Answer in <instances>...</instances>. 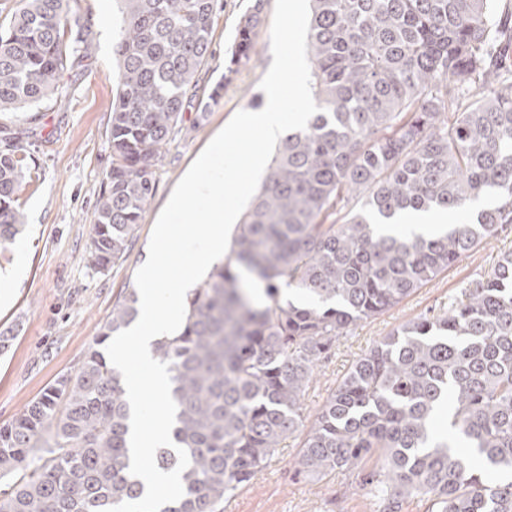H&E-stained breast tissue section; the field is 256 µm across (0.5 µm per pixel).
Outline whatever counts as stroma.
Returning a JSON list of instances; mask_svg holds the SVG:
<instances>
[{
    "label": "stroma",
    "mask_w": 512,
    "mask_h": 512,
    "mask_svg": "<svg viewBox=\"0 0 512 512\" xmlns=\"http://www.w3.org/2000/svg\"><path fill=\"white\" fill-rule=\"evenodd\" d=\"M223 3L212 34L213 55L199 75V87L206 91L223 82L224 96L205 121H197L195 108L185 109L180 133L152 169L156 193L132 244L108 269L97 271L89 264L95 205L111 161L108 133L117 71L114 21L100 16L98 0L74 2L91 21L94 47L88 59L64 73L62 98L8 124L7 134L23 140L33 180L20 194L24 230L14 243L0 247V290L9 291L0 302V330L11 328L17 335L0 355V423L17 416L59 375L78 371L113 305L135 291V274L147 259L154 224L175 185L236 112L263 105L259 83L273 60L268 21L275 0H264L266 24L257 36L256 57L228 82L222 79L224 65L253 0ZM510 252L512 226L482 240L387 312L351 327L306 390L305 419H314L331 390L376 341L417 317L446 312L463 288ZM298 443V437H289L248 485L225 500L224 512H375L351 472L320 479L295 475Z\"/></svg>",
    "instance_id": "1"
}]
</instances>
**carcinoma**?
Masks as SVG:
<instances>
[{"mask_svg":"<svg viewBox=\"0 0 512 512\" xmlns=\"http://www.w3.org/2000/svg\"><path fill=\"white\" fill-rule=\"evenodd\" d=\"M120 26L92 266L129 248L156 191L151 168L256 51L264 0L240 21L227 74L198 95L218 0H114ZM307 51L321 111L281 139L224 264L187 302L178 335L154 344L177 405L171 436L189 456L183 497L160 512H222L282 443L303 431L295 473L317 479L377 456L364 479L377 512H512V253L441 316L376 342L305 425L314 368L357 323L401 302L512 224V15L497 0H311ZM91 24L67 0H15L0 20V117L62 94L91 56ZM24 146L0 148V244L22 231ZM476 221L391 234L405 211ZM128 294L84 358L0 425V512H102L143 495L129 472L130 408L105 343L139 314ZM446 411V434L435 418ZM464 443L468 454L455 445ZM159 469L177 464L156 452Z\"/></svg>","mask_w":512,"mask_h":512,"instance_id":"carcinoma-1","label":"carcinoma"}]
</instances>
